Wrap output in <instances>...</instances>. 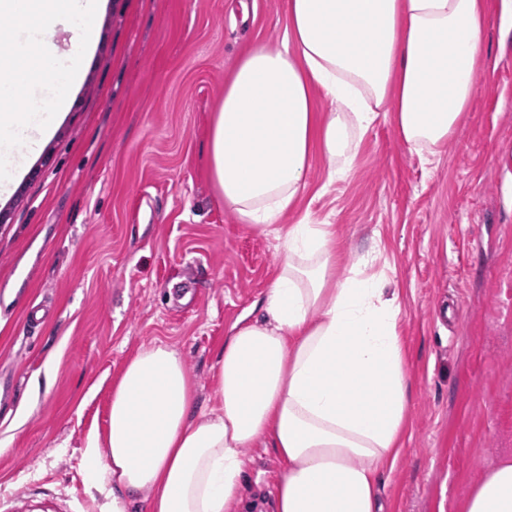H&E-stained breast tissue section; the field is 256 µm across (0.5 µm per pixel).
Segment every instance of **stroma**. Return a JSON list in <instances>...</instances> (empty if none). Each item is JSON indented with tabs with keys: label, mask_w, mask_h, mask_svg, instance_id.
I'll use <instances>...</instances> for the list:
<instances>
[{
	"label": "stroma",
	"mask_w": 512,
	"mask_h": 512,
	"mask_svg": "<svg viewBox=\"0 0 512 512\" xmlns=\"http://www.w3.org/2000/svg\"><path fill=\"white\" fill-rule=\"evenodd\" d=\"M480 93L431 166L393 123L364 135L347 179L315 160L288 224L336 227L350 266L401 295L412 382L403 455L383 512H459L512 456V0H486ZM287 0H101L83 78L0 192V512H96L84 448L137 350L179 351L199 406L232 324L282 258L211 182L205 147L224 82L248 46L278 44ZM54 369L51 386L34 378ZM246 502L280 464L247 451Z\"/></svg>",
	"instance_id": "1"
}]
</instances>
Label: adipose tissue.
<instances>
[{
  "instance_id": "1",
  "label": "adipose tissue",
  "mask_w": 512,
  "mask_h": 512,
  "mask_svg": "<svg viewBox=\"0 0 512 512\" xmlns=\"http://www.w3.org/2000/svg\"><path fill=\"white\" fill-rule=\"evenodd\" d=\"M485 0H288L276 47L240 57L207 138L214 188L241 221L277 234L261 303L224 338L213 398L197 405L180 353L155 343L112 383L108 425L84 450L99 512H243L247 448L275 451L271 512H382L379 479L403 449L409 376L400 294L364 275L371 246L338 270L335 231L280 225L315 158L350 175L363 135L390 116L417 154L453 137L480 90ZM463 512H512V457L491 465Z\"/></svg>"
}]
</instances>
